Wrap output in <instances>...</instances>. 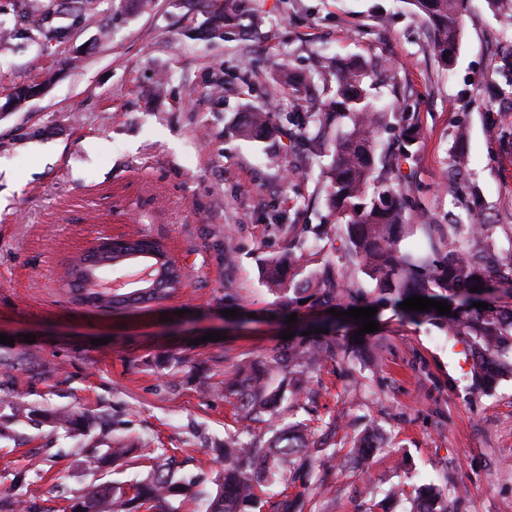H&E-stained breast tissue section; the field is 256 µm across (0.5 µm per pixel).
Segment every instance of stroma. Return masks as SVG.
Returning <instances> with one entry per match:
<instances>
[{"label": "stroma", "instance_id": "1", "mask_svg": "<svg viewBox=\"0 0 512 512\" xmlns=\"http://www.w3.org/2000/svg\"><path fill=\"white\" fill-rule=\"evenodd\" d=\"M257 3L265 23L245 40L189 39L201 17L182 0H156L148 14L103 0L70 43L85 52L79 67L43 37L0 50V97L56 74L43 95L0 112V332L14 339L0 343L8 360L0 415L10 413V393L36 409L0 443V491L13 486L65 512L90 482L126 487L138 477L134 459L114 471L90 465L95 441L54 428L44 414L56 409L94 411L126 443L175 449L173 475L188 485L175 512H206L226 437L267 433L266 424L240 419L226 387L236 364L269 358L288 329V310L262 268L287 253L303 273L340 261L344 238L332 227L323 252L288 249L289 236L313 240L326 198L307 152L294 149L277 167L266 162L295 109L272 83L278 69L310 73L323 55L340 64L389 60L372 93L388 111L414 112L425 134L413 204L440 224L461 213L442 187L462 122L482 218L512 225V103L498 91L512 70V31L489 0H468L449 70L411 0ZM218 69L230 77L220 101L203 92ZM161 74L167 95L154 104ZM268 102L279 114L268 139H239L232 125L240 113ZM142 233L188 273L167 299L105 313L58 288L65 263L89 241ZM228 291L235 318L222 315ZM374 319V363L355 361L347 373L325 362L312 373V428L337 418L342 449L365 429L381 436L368 462L348 461L336 474L335 494L313 500L314 512H369L376 503L409 512L425 479L446 489L451 512H512V375L470 394L464 343L389 305ZM219 329L224 339L205 341Z\"/></svg>", "mask_w": 512, "mask_h": 512}]
</instances>
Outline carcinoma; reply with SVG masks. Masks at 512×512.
Returning a JSON list of instances; mask_svg holds the SVG:
<instances>
[{
    "label": "carcinoma",
    "instance_id": "cac0c4a2",
    "mask_svg": "<svg viewBox=\"0 0 512 512\" xmlns=\"http://www.w3.org/2000/svg\"><path fill=\"white\" fill-rule=\"evenodd\" d=\"M103 0H69L66 27L53 25L58 11L53 2L16 0L18 23L9 27L0 22V44L14 40H31L49 35L62 44L70 38L72 25L82 23L99 11ZM191 9H201L205 19L192 35L206 42L239 38L255 32L263 16L250 0H184ZM417 9L434 28L433 51L446 67L454 57L449 51L461 37V20L466 0H413ZM386 63L381 60L355 62L336 70V62L324 57L319 79L323 87L335 83L332 97L316 107L305 105L312 81L283 71L276 83L288 92L303 110L298 129L288 135L291 150L300 141L319 158L318 183L326 194V223L345 230L344 271L327 268L306 277L285 272L293 266L283 257L267 263L265 277L272 291L286 300L288 312L302 306L309 308L349 309L399 306L404 300L420 295L451 305V315L430 311H402L405 320L427 322L446 335L463 341L472 359L473 388L480 390L494 384L504 369L512 370V300L490 295L491 284L512 281V226L502 227L504 239L496 237L498 225L476 219L480 202L477 193L466 185L462 176L469 158L460 149L468 137L463 124L454 130L450 189L467 202L470 211L465 221L455 214L448 223L435 224L431 215L422 212L418 220L428 233V250L415 255L401 248L406 233L409 174L402 166L412 164L423 139V130L415 114L399 112L395 121L400 129L399 152L378 149L376 138L386 119L369 92L367 79ZM54 81L48 73L36 84L16 86L0 104L1 111H16L28 100L32 90L47 89ZM275 113L270 107L249 108L245 118L234 124L237 136L262 139L273 125ZM153 239L142 234L130 249L119 244L95 256L82 255L72 260L60 279L61 287L76 295L78 303L103 312L126 309L131 305L165 299L185 276V269L165 257H151ZM361 272L375 281L367 294L351 288L347 279ZM483 286L481 292L470 288ZM306 304H300V301ZM485 302L487 308H476ZM328 336L304 339L288 346L286 363L278 365L294 381L292 407L304 403L306 371L324 359L345 364L358 356L365 342L348 343L333 339L336 325L325 324ZM231 383L240 389L239 413L244 420L257 421L272 415L276 395L269 392L266 374L254 365L236 367ZM54 423L66 430H77L88 416L69 412L52 415ZM131 449L122 443L107 445L99 458L103 466L125 458ZM224 471L214 480L208 512H263V488L274 483L306 488L315 472L327 476L341 466L336 451H327L323 442L310 436L298 424H284L267 439L251 435L232 437L222 448ZM144 477L132 487V494L110 482H92L85 486L81 501L70 506L71 512H172V500L186 486L174 480L164 463V454L145 448ZM414 512H448V499L435 484L425 485L413 502Z\"/></svg>",
    "mask_w": 512,
    "mask_h": 512
}]
</instances>
